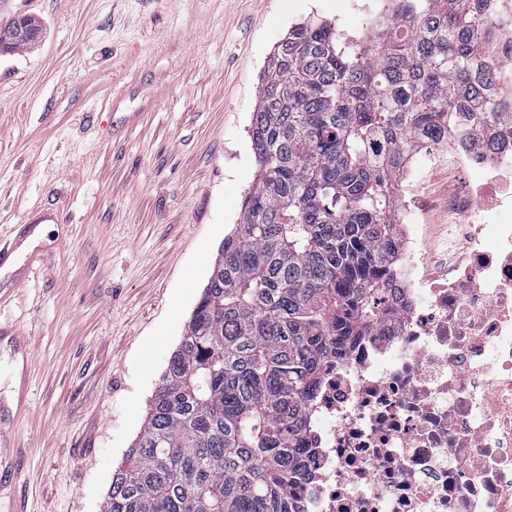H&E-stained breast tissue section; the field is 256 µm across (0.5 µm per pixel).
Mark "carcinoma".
I'll return each mask as SVG.
<instances>
[{
  "label": "carcinoma",
  "mask_w": 512,
  "mask_h": 512,
  "mask_svg": "<svg viewBox=\"0 0 512 512\" xmlns=\"http://www.w3.org/2000/svg\"><path fill=\"white\" fill-rule=\"evenodd\" d=\"M367 44L302 22L263 72L259 178L103 512H304L308 411L332 355L395 316V198L415 147L496 91L494 0H392Z\"/></svg>",
  "instance_id": "obj_1"
}]
</instances>
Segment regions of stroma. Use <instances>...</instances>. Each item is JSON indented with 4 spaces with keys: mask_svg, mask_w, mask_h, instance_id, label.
<instances>
[{
    "mask_svg": "<svg viewBox=\"0 0 512 512\" xmlns=\"http://www.w3.org/2000/svg\"><path fill=\"white\" fill-rule=\"evenodd\" d=\"M384 0H0L37 16L0 54V512H103L114 469L258 177L269 57L319 18L371 37ZM398 182L425 271L462 248L436 142Z\"/></svg>",
    "mask_w": 512,
    "mask_h": 512,
    "instance_id": "35a3bbf8",
    "label": "stroma"
}]
</instances>
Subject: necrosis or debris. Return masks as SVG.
I'll return each mask as SVG.
<instances>
[{
	"label": "necrosis or debris",
	"instance_id": "1",
	"mask_svg": "<svg viewBox=\"0 0 512 512\" xmlns=\"http://www.w3.org/2000/svg\"><path fill=\"white\" fill-rule=\"evenodd\" d=\"M495 18V116L440 136L449 162L484 178L448 198L470 246L435 283L397 209L402 313L323 366L312 471L294 491L304 512H512V0Z\"/></svg>",
	"mask_w": 512,
	"mask_h": 512
}]
</instances>
